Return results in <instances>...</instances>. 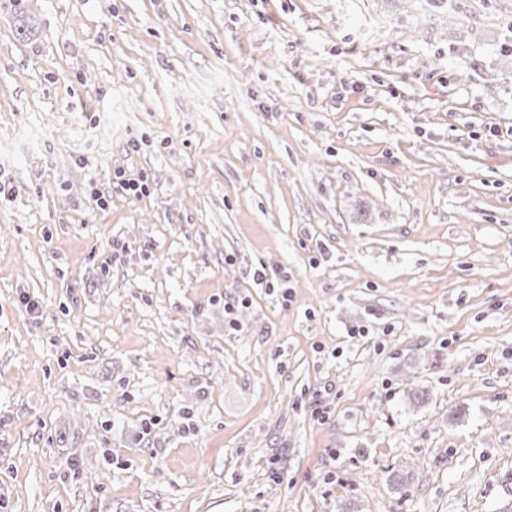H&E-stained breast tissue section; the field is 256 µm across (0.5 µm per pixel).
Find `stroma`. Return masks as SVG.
Listing matches in <instances>:
<instances>
[{"instance_id": "1", "label": "stroma", "mask_w": 512, "mask_h": 512, "mask_svg": "<svg viewBox=\"0 0 512 512\" xmlns=\"http://www.w3.org/2000/svg\"><path fill=\"white\" fill-rule=\"evenodd\" d=\"M24 4L0 512H512V0Z\"/></svg>"}]
</instances>
